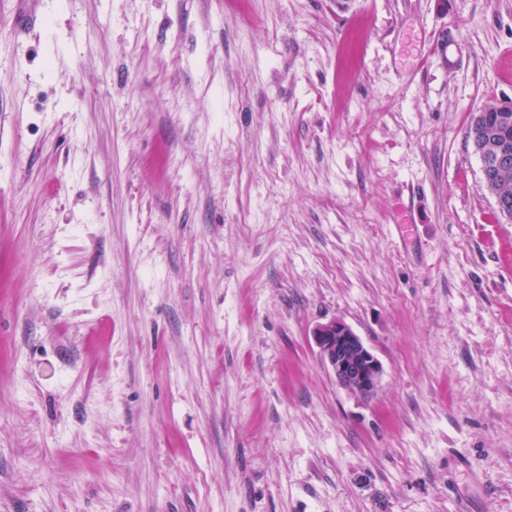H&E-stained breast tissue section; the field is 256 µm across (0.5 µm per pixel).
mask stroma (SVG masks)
<instances>
[{
  "label": "stroma",
  "mask_w": 512,
  "mask_h": 512,
  "mask_svg": "<svg viewBox=\"0 0 512 512\" xmlns=\"http://www.w3.org/2000/svg\"><path fill=\"white\" fill-rule=\"evenodd\" d=\"M492 100L512 0H0V512H512ZM491 108H496V112H489ZM498 112L500 118V131L498 133L491 134L485 129L484 118L486 115L487 122L494 124L496 123ZM467 124L470 125L471 128L467 126L465 137L470 145L472 140V130L475 132L476 137L480 142L489 140V143L485 145V150L488 152L487 154L489 156L488 169L512 163V148L510 147V141L505 133H503V131L508 130L512 124V101L497 102L493 106H481L479 109L469 114ZM510 139H512L511 127ZM312 339L338 386L366 401L377 395L382 363L350 325L336 318L317 324Z\"/></svg>",
  "instance_id": "obj_1"
}]
</instances>
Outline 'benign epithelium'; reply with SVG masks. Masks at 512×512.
Segmentation results:
<instances>
[{"label":"benign epithelium","mask_w":512,"mask_h":512,"mask_svg":"<svg viewBox=\"0 0 512 512\" xmlns=\"http://www.w3.org/2000/svg\"><path fill=\"white\" fill-rule=\"evenodd\" d=\"M500 132L485 129V113L491 107L483 105L469 114L468 125L488 152V168L493 169L512 163V142L505 131L512 126V101L497 102ZM312 339L322 361L332 372L338 386L362 400L373 399L379 390L383 374L382 363L360 336L341 319H331L317 324Z\"/></svg>","instance_id":"7a95c632"}]
</instances>
